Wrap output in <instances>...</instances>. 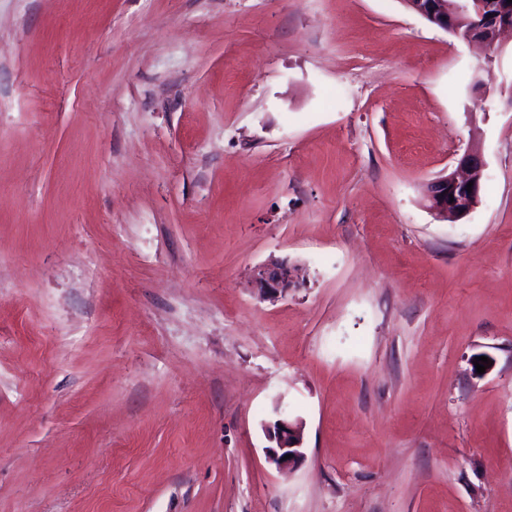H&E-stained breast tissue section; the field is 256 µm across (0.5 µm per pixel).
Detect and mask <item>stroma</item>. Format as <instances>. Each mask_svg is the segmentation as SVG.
<instances>
[{
    "instance_id": "stroma-1",
    "label": "stroma",
    "mask_w": 512,
    "mask_h": 512,
    "mask_svg": "<svg viewBox=\"0 0 512 512\" xmlns=\"http://www.w3.org/2000/svg\"><path fill=\"white\" fill-rule=\"evenodd\" d=\"M473 142L481 202L438 220ZM272 258L303 283L262 301ZM0 512H512V37L0 0ZM278 418L264 426L267 438L271 443L266 447V458L269 464L278 471L293 470L304 460L303 433L304 422L300 418H291L280 407L275 408ZM292 457L283 460V457Z\"/></svg>"
}]
</instances>
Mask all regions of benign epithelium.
Masks as SVG:
<instances>
[{
	"instance_id": "obj_1",
	"label": "benign epithelium",
	"mask_w": 512,
	"mask_h": 512,
	"mask_svg": "<svg viewBox=\"0 0 512 512\" xmlns=\"http://www.w3.org/2000/svg\"><path fill=\"white\" fill-rule=\"evenodd\" d=\"M430 24L467 42L480 43L493 52L498 38L512 33V3L507 0H404ZM485 161L480 150L467 148L457 170L431 181L426 189L429 208L448 221L465 217L480 202ZM472 191H467V184ZM297 266L285 259H272L256 268L251 284L262 300H275L295 286ZM278 418L264 426L270 446L266 447L269 464L279 471L293 470L304 460V422L275 408ZM291 458H286V455Z\"/></svg>"
}]
</instances>
